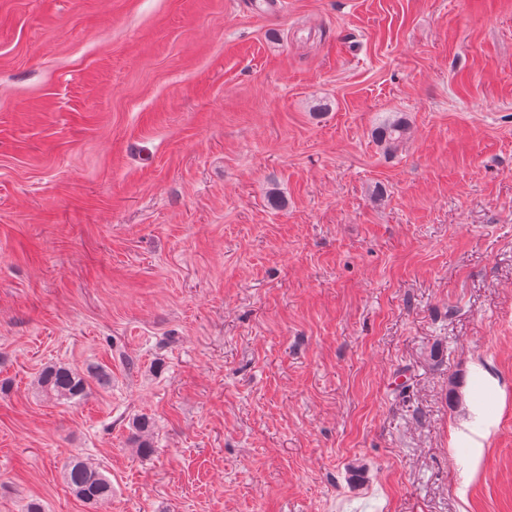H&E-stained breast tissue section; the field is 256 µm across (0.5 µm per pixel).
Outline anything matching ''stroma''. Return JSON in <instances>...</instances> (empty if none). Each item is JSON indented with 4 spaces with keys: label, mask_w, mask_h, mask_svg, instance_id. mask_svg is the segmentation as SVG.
I'll use <instances>...</instances> for the list:
<instances>
[{
    "label": "stroma",
    "mask_w": 512,
    "mask_h": 512,
    "mask_svg": "<svg viewBox=\"0 0 512 512\" xmlns=\"http://www.w3.org/2000/svg\"><path fill=\"white\" fill-rule=\"evenodd\" d=\"M1 379L0 512H512V0H0ZM103 374L64 364L46 365L36 378L37 388L49 398L75 402L83 400L91 390L92 381L100 384ZM64 480L71 493L92 508L112 499L110 479L99 468L85 460H70L64 470Z\"/></svg>",
    "instance_id": "1"
}]
</instances>
